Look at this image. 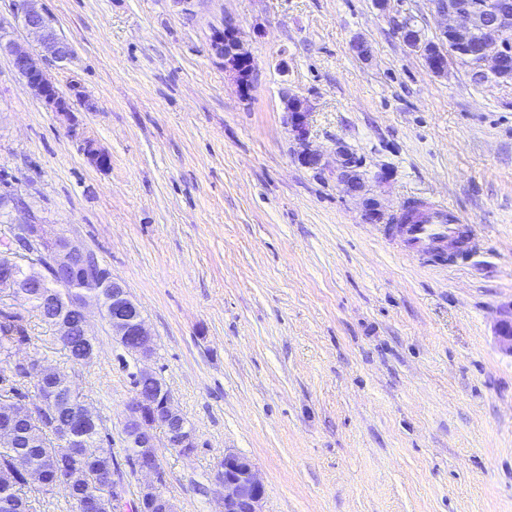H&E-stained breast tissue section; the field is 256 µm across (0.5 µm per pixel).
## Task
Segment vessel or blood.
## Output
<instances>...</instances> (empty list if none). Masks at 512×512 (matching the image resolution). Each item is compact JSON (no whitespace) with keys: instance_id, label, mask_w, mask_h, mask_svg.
Wrapping results in <instances>:
<instances>
[{"instance_id":"1","label":"vessel or blood","mask_w":512,"mask_h":512,"mask_svg":"<svg viewBox=\"0 0 512 512\" xmlns=\"http://www.w3.org/2000/svg\"><path fill=\"white\" fill-rule=\"evenodd\" d=\"M419 216L413 222L400 225L399 238L410 255L444 254L449 241L462 240V254L479 247L474 228L463 224L461 217L447 204L422 202L417 206Z\"/></svg>"}]
</instances>
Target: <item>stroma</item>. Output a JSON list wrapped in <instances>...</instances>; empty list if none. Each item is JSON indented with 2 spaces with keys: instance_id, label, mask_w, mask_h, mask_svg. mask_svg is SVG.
Wrapping results in <instances>:
<instances>
[{
  "instance_id": "35a3bbf8",
  "label": "stroma",
  "mask_w": 512,
  "mask_h": 512,
  "mask_svg": "<svg viewBox=\"0 0 512 512\" xmlns=\"http://www.w3.org/2000/svg\"><path fill=\"white\" fill-rule=\"evenodd\" d=\"M71 59L44 68L100 170L0 55V192L11 223L63 230L120 278L155 352L131 355L100 316L96 355L74 363L22 304L28 354L72 381L112 437L127 501L141 474L122 421L149 367L194 430L187 456L161 443L162 490L177 512H218L225 450L250 458L263 512H512V81L432 74L395 32L434 36L430 0H44ZM233 15L258 77L241 100L210 55ZM369 59H360L356 42ZM311 108L309 142H345L385 212L330 172L302 166L282 92ZM387 169V181L374 176ZM444 199L485 239L466 263L401 255L387 224Z\"/></svg>"
}]
</instances>
